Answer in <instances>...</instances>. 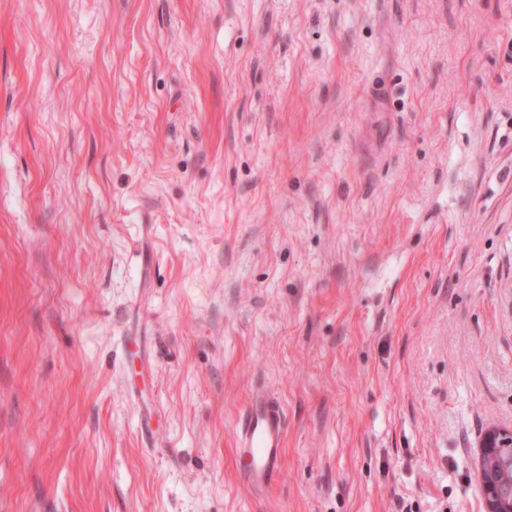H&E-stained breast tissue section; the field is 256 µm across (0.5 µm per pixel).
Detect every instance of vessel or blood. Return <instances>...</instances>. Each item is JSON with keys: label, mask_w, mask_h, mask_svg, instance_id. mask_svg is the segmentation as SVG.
I'll return each instance as SVG.
<instances>
[{"label": "vessel or blood", "mask_w": 512, "mask_h": 512, "mask_svg": "<svg viewBox=\"0 0 512 512\" xmlns=\"http://www.w3.org/2000/svg\"><path fill=\"white\" fill-rule=\"evenodd\" d=\"M286 432L283 402L267 385H257L236 420L234 448L238 479L252 494H265L280 481Z\"/></svg>", "instance_id": "vessel-or-blood-1"}]
</instances>
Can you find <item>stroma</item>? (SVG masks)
Here are the masks:
<instances>
[{"label": "stroma", "mask_w": 512, "mask_h": 512, "mask_svg": "<svg viewBox=\"0 0 512 512\" xmlns=\"http://www.w3.org/2000/svg\"><path fill=\"white\" fill-rule=\"evenodd\" d=\"M491 425L512 0H0V512H483ZM235 430L240 483L254 495L269 492L284 468L287 415L283 402L266 384H258L249 393Z\"/></svg>", "instance_id": "1"}]
</instances>
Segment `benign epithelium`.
<instances>
[{
    "label": "benign epithelium",
    "instance_id": "7a95c632",
    "mask_svg": "<svg viewBox=\"0 0 512 512\" xmlns=\"http://www.w3.org/2000/svg\"><path fill=\"white\" fill-rule=\"evenodd\" d=\"M477 455L484 512H512V426L487 427L479 438Z\"/></svg>",
    "mask_w": 512,
    "mask_h": 512
}]
</instances>
